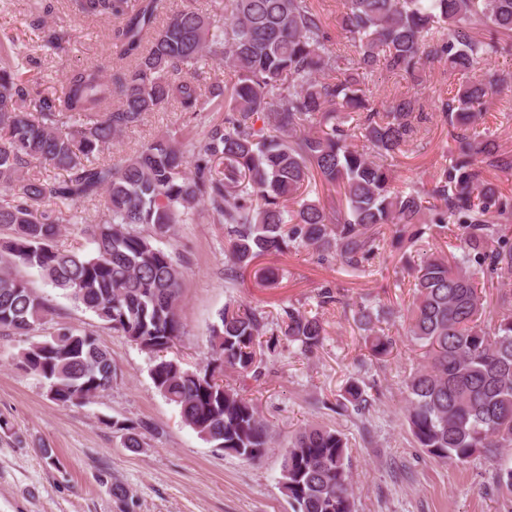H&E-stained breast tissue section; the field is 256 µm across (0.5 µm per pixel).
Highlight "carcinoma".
<instances>
[{
	"instance_id": "obj_1",
	"label": "carcinoma",
	"mask_w": 512,
	"mask_h": 512,
	"mask_svg": "<svg viewBox=\"0 0 512 512\" xmlns=\"http://www.w3.org/2000/svg\"><path fill=\"white\" fill-rule=\"evenodd\" d=\"M71 15L110 19L113 52L72 71L60 94L24 77V63L0 66V330L27 335L50 313L12 267L37 269L112 333L156 355L150 376L183 422L212 447L257 463L271 444L251 402L224 384V370L260 373L258 310L228 304L209 328L210 360L189 370L162 356L182 336L177 313L183 263L154 240L178 224L224 225L232 271L291 246L308 247L361 272L381 254L380 228L397 244L431 226L457 225L460 255L437 250L406 261L413 290L408 336L420 360L405 380V421L414 442L440 463L465 465L512 446V292L486 316L485 284L512 279V196L484 177L512 171V158L476 131L512 71L483 68L512 37V0H344L336 33L313 0H221L192 4L156 26L159 0H66ZM352 53L332 49L334 37ZM427 60L465 80L437 108L452 127L449 163L430 188L396 183L393 156L428 120L416 95L379 109L366 79L378 70L420 81ZM234 72L229 95L202 83L201 67ZM224 100V120L184 141L157 140L114 163L99 154L150 112L194 116ZM34 163L62 176L31 178ZM100 209L87 226L93 252L57 245L60 225L80 205ZM280 334L306 355L323 323L284 310ZM383 307L359 308L371 355L393 353L375 329ZM19 364L47 383L49 398L82 405L112 385L107 349L92 331H59L24 350ZM342 397L364 410V390ZM126 448L151 429L120 425ZM344 434L308 426L284 449L281 488L293 512H354Z\"/></svg>"
}]
</instances>
